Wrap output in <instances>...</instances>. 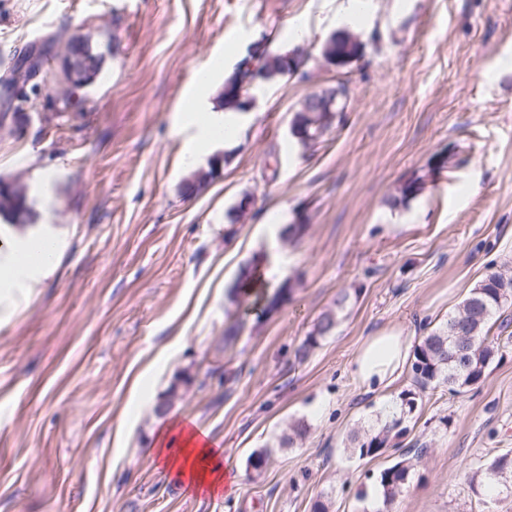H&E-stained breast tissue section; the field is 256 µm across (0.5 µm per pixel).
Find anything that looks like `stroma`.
<instances>
[{
  "mask_svg": "<svg viewBox=\"0 0 512 512\" xmlns=\"http://www.w3.org/2000/svg\"><path fill=\"white\" fill-rule=\"evenodd\" d=\"M0 0V67L54 35L89 33L101 74L59 112L53 80L26 88L22 130L0 126V178L29 187L36 224L62 250L46 276L0 298V512H373L386 456L345 451L377 425L389 395L352 374L363 342L395 329L410 344L443 326L488 272L512 263V0ZM346 29L362 57L337 68L323 43ZM265 42L302 54L292 75L258 82L232 147L187 148L208 115L184 109L210 72ZM346 81L339 121L314 149L289 132L310 94ZM223 155L195 196L185 182ZM443 170L406 205L409 178ZM254 210L236 218L243 194ZM307 227L269 232L279 217ZM261 259L263 318L232 300ZM286 294H279L280 285ZM335 331L295 352L340 293ZM485 379L419 395L400 442L422 449L393 512H512L482 460L512 451V307ZM193 418L235 474L220 495L176 485L150 455L171 418ZM309 431L293 447L289 422ZM271 452L254 470L250 455Z\"/></svg>",
  "mask_w": 512,
  "mask_h": 512,
  "instance_id": "1",
  "label": "stroma"
}]
</instances>
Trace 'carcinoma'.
<instances>
[{
	"mask_svg": "<svg viewBox=\"0 0 512 512\" xmlns=\"http://www.w3.org/2000/svg\"><path fill=\"white\" fill-rule=\"evenodd\" d=\"M43 57L58 58L65 67L55 75L57 83L67 88L81 85L84 80H94L102 71L105 56L98 51L87 37H60L46 41L38 48ZM321 53L334 56L346 66L358 60L363 54V43L359 36L350 32H340L327 39ZM297 55L263 51L254 70H235L224 82L222 96L224 105L243 111L252 99L251 92L257 77L272 79L286 74H294L299 69ZM22 59L0 76V125L7 117L24 113L23 105L28 100L15 101L12 86L22 73ZM347 88L345 85L328 88L306 98L295 113L293 124L294 138L304 148L321 142L345 108ZM219 162L210 164L209 169L200 171L195 178L183 186V193L192 196L203 184L214 180L219 174ZM426 177L419 176L401 184L398 200L401 202L416 198L423 190ZM33 213L28 205V189L14 182L0 180V221L12 226L31 223ZM258 263H253L239 278L238 294H247L254 287ZM349 295L344 293L336 299V308L325 311L312 332L305 337L296 350V358L305 360L320 345V341L332 335L336 329L338 312L343 310ZM512 302V277L491 271L473 288L460 303L457 310L448 316L444 326L425 336L413 352L410 364L412 388L402 391L399 396V413L379 427L355 433L350 438L349 452L360 459L374 458L386 448H398L391 443L400 437L398 427L415 414L419 402L417 391L430 386L444 384L448 391L459 394L481 382L490 363L498 353L499 344L490 340L493 319ZM414 473V465L407 453L402 451L391 463L383 468L376 478V490L385 512L390 507ZM482 483L490 486H512V453L499 455L481 469Z\"/></svg>",
	"mask_w": 512,
	"mask_h": 512,
	"instance_id": "obj_1",
	"label": "carcinoma"
}]
</instances>
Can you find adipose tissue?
<instances>
[{"mask_svg": "<svg viewBox=\"0 0 512 512\" xmlns=\"http://www.w3.org/2000/svg\"><path fill=\"white\" fill-rule=\"evenodd\" d=\"M35 238L48 249L45 261L37 265L27 267L20 262L26 238L12 239L0 249V287L33 279L57 265L60 250L53 236L39 232ZM408 356L407 338L395 330L382 331L363 344L353 361L352 372L362 386L386 389L399 377ZM152 453L173 475L176 484L212 496L223 491L228 471L220 457L219 443L193 420L174 419L167 423L157 433Z\"/></svg>", "mask_w": 512, "mask_h": 512, "instance_id": "ef3b65f1", "label": "adipose tissue"}]
</instances>
